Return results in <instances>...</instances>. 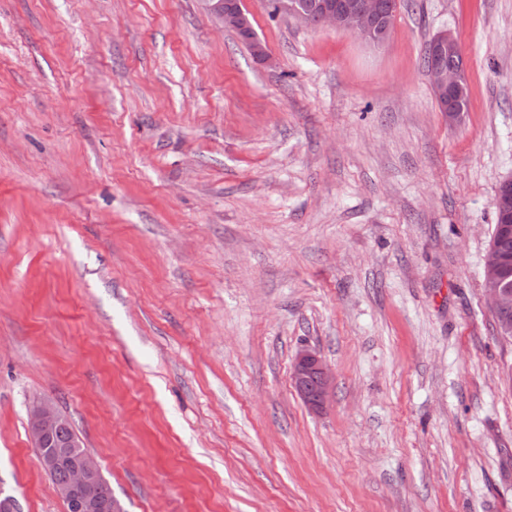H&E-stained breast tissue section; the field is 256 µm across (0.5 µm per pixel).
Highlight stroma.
Segmentation results:
<instances>
[{"mask_svg": "<svg viewBox=\"0 0 512 512\" xmlns=\"http://www.w3.org/2000/svg\"><path fill=\"white\" fill-rule=\"evenodd\" d=\"M244 5L267 60L201 0H0V490L67 512L48 400L124 512H512V0H397L380 46ZM429 45L426 50L425 64L427 68L429 65L430 81L437 95L443 97L446 95L450 96L461 88L455 96L446 101L441 102L436 99L440 112H446L448 109H452L459 114L460 112H465L467 109L466 82L464 77L462 79V66L454 65L456 61L460 62L462 58L459 54L448 57V63L451 65L445 60L447 51L448 55H453L457 52L459 47L458 40L447 31L437 34L434 38L430 57ZM484 276L491 308L503 315L511 314L512 291L503 285L500 253L494 245L487 254ZM291 379L294 388L305 403L315 412H323L330 404L334 388V378L329 367L312 349L302 348L296 355ZM313 380V390L309 394L305 384Z\"/></svg>", "mask_w": 512, "mask_h": 512, "instance_id": "1", "label": "stroma"}]
</instances>
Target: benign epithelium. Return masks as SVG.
I'll return each mask as SVG.
<instances>
[{
	"mask_svg": "<svg viewBox=\"0 0 512 512\" xmlns=\"http://www.w3.org/2000/svg\"><path fill=\"white\" fill-rule=\"evenodd\" d=\"M210 15L221 24H238L241 21L240 0H203ZM280 10L293 15L297 20L316 26L333 28L373 45L383 44L390 29L384 18V0H316L313 12L300 9L293 0H280ZM459 47L458 40L448 32L434 38L428 73L431 84L439 96H450L461 88L462 67L448 64L445 56L453 55ZM485 284L492 309L508 315L512 313V291L502 281L501 258L497 247H490L485 261ZM291 379L294 388L305 403L315 412H323L330 404L334 378L329 367L319 355L307 347L301 349L292 367ZM313 381V390L308 393L305 384ZM62 414L57 407L42 401L34 404L28 412V434L33 447L41 450L40 466L50 471L59 463V453L49 448V438L60 425ZM71 480L59 487L57 492L72 512H122L116 501L101 503L92 488L102 476L96 460L89 454L79 457L71 466Z\"/></svg>",
	"mask_w": 512,
	"mask_h": 512,
	"instance_id": "obj_1",
	"label": "benign epithelium"
}]
</instances>
